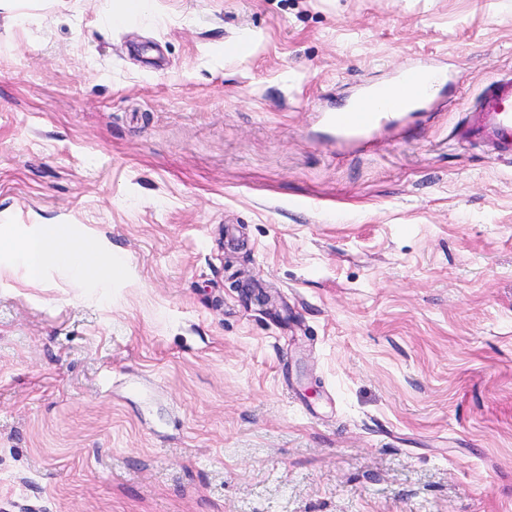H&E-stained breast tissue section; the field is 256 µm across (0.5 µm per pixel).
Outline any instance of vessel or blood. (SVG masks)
Segmentation results:
<instances>
[{
	"mask_svg": "<svg viewBox=\"0 0 512 512\" xmlns=\"http://www.w3.org/2000/svg\"><path fill=\"white\" fill-rule=\"evenodd\" d=\"M422 70L408 69L394 85L395 93L376 98L374 90H358L348 108L327 114L341 139L357 140L371 134L387 117L398 116L409 108L421 84ZM467 134L471 140L486 144L501 158H512V74L498 75L480 94L475 108L466 114Z\"/></svg>",
	"mask_w": 512,
	"mask_h": 512,
	"instance_id": "1",
	"label": "vessel or blood"
}]
</instances>
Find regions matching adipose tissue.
<instances>
[{
  "label": "adipose tissue",
  "mask_w": 512,
  "mask_h": 512,
  "mask_svg": "<svg viewBox=\"0 0 512 512\" xmlns=\"http://www.w3.org/2000/svg\"><path fill=\"white\" fill-rule=\"evenodd\" d=\"M12 251L24 262L31 278H40L53 264L81 279L110 275L116 265L111 255L102 253L95 238H74L67 226L53 225L43 233L12 243Z\"/></svg>",
  "instance_id": "obj_1"
}]
</instances>
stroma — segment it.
<instances>
[{"label": "stroma", "instance_id": "35a3bbf8", "mask_svg": "<svg viewBox=\"0 0 512 512\" xmlns=\"http://www.w3.org/2000/svg\"><path fill=\"white\" fill-rule=\"evenodd\" d=\"M119 7L0 9V512H512V161L458 135L512 0ZM52 224L111 278L31 279ZM428 69H408L401 73L392 87L396 93L386 99H376L371 86L360 88L344 112L328 113L327 121L336 125V131L343 140H357L371 134L376 126L387 117L398 116L409 108V101L415 98L420 106L428 97L417 96L420 78Z\"/></svg>", "mask_w": 512, "mask_h": 512}]
</instances>
